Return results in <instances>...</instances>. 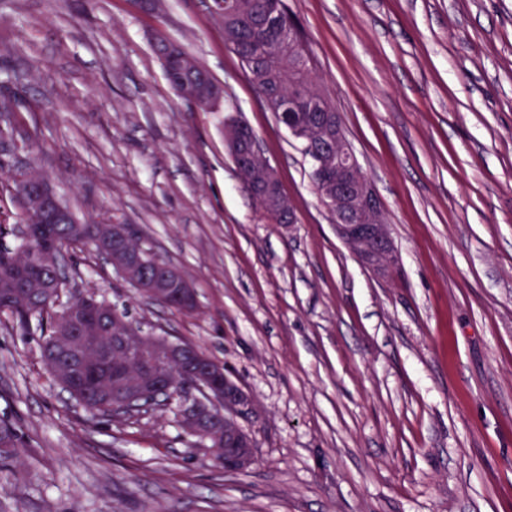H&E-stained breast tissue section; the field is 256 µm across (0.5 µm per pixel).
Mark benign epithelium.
<instances>
[{
    "label": "benign epithelium",
    "instance_id": "obj_1",
    "mask_svg": "<svg viewBox=\"0 0 512 512\" xmlns=\"http://www.w3.org/2000/svg\"><path fill=\"white\" fill-rule=\"evenodd\" d=\"M155 50L179 98L204 112L221 104L223 86L199 76L201 66L192 55L177 50V44L164 37L158 39ZM292 100L305 105L313 121L292 126L291 135L309 142L311 130H320L323 140L329 144L312 163L314 177L329 200L336 234L366 268L379 277L386 276L397 265L398 253L373 185L347 140L340 114L324 96L308 95L300 85L294 87ZM224 140L261 210L273 216L278 224L294 223L292 204L281 194L277 174L259 149L255 134L237 124L224 129ZM13 181L18 186L17 196L24 205L25 223L30 233H40L46 224H69L70 232L88 234L99 245L112 247V268L132 288L158 299L173 300L185 311L194 309L196 293L190 281L178 267L163 264L136 247L127 225L84 226L75 221L49 181L41 175L21 173L13 176ZM58 250L57 236L49 235L38 253L14 259L12 267L19 272L32 264L49 267L57 261ZM151 265L159 271L152 279L145 275V268ZM22 282L33 297L53 296L50 284L42 278L24 277ZM57 317V350L69 358L68 365L58 373L61 385L66 387L83 371L93 369L112 387L113 406H125L139 397L171 391L175 381L169 366L188 358L195 365V372L186 385L190 393L184 395L179 409L184 432L213 443L214 431L193 416L192 411L215 416L221 409L222 391L232 386L235 397L231 408L224 411V466L230 471H241L253 462V439L238 422L252 413V399L199 350L182 341L154 336L149 351H144L142 335L127 316L94 297L68 302L57 312ZM134 365L140 372L133 385L130 371Z\"/></svg>",
    "mask_w": 512,
    "mask_h": 512
}]
</instances>
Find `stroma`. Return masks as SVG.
I'll return each instance as SVG.
<instances>
[{"instance_id": "1", "label": "stroma", "mask_w": 512, "mask_h": 512, "mask_svg": "<svg viewBox=\"0 0 512 512\" xmlns=\"http://www.w3.org/2000/svg\"><path fill=\"white\" fill-rule=\"evenodd\" d=\"M284 2L399 249L387 277L337 238L209 0H0V162L47 176L80 223L132 225L197 307L139 299L81 243L63 297L96 293L222 364L255 445L232 473L170 408L90 415L45 367L39 322L0 314V416L27 443L0 512H512V0ZM160 35L223 86L222 111L177 97ZM229 114L295 224L246 191Z\"/></svg>"}]
</instances>
